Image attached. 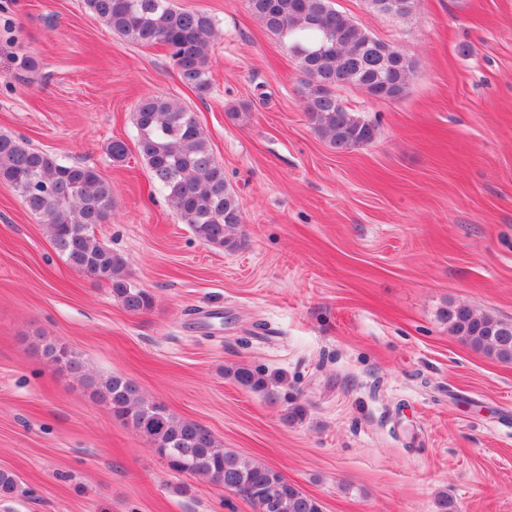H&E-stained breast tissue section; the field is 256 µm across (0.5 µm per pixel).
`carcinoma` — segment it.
Here are the masks:
<instances>
[{"mask_svg": "<svg viewBox=\"0 0 512 512\" xmlns=\"http://www.w3.org/2000/svg\"><path fill=\"white\" fill-rule=\"evenodd\" d=\"M85 8L128 43L164 45L181 82L203 96L210 88L209 45L213 17L176 8L171 0H84ZM251 14L284 42L304 70V109L312 129L338 153L373 143L376 126L343 105L336 89L354 86L368 97L396 100L407 89L415 62L365 26L331 7L329 0H247ZM137 151L156 186L195 237L216 250L241 245V206L205 133L189 108L166 96L144 95L135 105ZM0 182L10 185L47 225L56 250L77 270L112 287L130 313L154 307L155 298L132 284L126 260L91 233L112 216V183L89 165L69 164L0 134ZM448 332L475 350L512 362V320L450 303L442 311ZM44 355L67 370L82 366L53 343ZM112 414L148 441L170 469L210 480L220 473L224 488L269 512H322L319 502L278 471L228 452L202 426L145 399L121 376H83ZM16 475L0 470V497L18 492Z\"/></svg>", "mask_w": 512, "mask_h": 512, "instance_id": "carcinoma-1", "label": "carcinoma"}]
</instances>
